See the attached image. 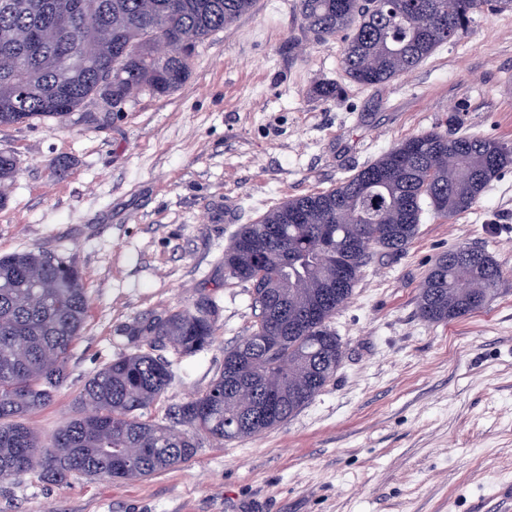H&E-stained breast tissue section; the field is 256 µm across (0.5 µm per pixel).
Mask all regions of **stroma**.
<instances>
[{
	"label": "stroma",
	"instance_id": "obj_1",
	"mask_svg": "<svg viewBox=\"0 0 512 512\" xmlns=\"http://www.w3.org/2000/svg\"><path fill=\"white\" fill-rule=\"evenodd\" d=\"M299 0H256L199 47L191 76L122 112L0 126L21 171L0 207V254L40 247L74 261L91 301L55 402L27 422L52 435L84 381L122 351L123 325L203 294L213 343L175 366L151 418L204 391L248 332L247 283L224 249L281 202L330 190L463 108L465 133L512 143V10L477 16L388 85L346 78L341 37L310 41ZM337 84L336 97L318 89ZM467 244L503 277L485 308L424 321L429 267ZM345 358L284 424L146 480L36 474L0 482V512H512V166L469 210L424 213L406 250L374 252L331 320Z\"/></svg>",
	"mask_w": 512,
	"mask_h": 512
}]
</instances>
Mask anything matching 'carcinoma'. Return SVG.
<instances>
[{
	"label": "carcinoma",
	"mask_w": 512,
	"mask_h": 512,
	"mask_svg": "<svg viewBox=\"0 0 512 512\" xmlns=\"http://www.w3.org/2000/svg\"><path fill=\"white\" fill-rule=\"evenodd\" d=\"M63 0H0V126L34 119L64 121L112 88L108 112L136 97L168 95L189 79L199 45L251 11L255 0H77L99 25L80 32ZM316 43L345 32L343 70L370 87L415 69L439 46L466 35L475 16L512 9V0H299ZM180 38L164 56L153 38ZM40 50H29L31 36ZM86 65L63 66L71 42ZM448 128L404 139L335 188L288 199L239 228L224 249V270L250 285L255 316L247 335L224 352V366L205 391L161 420L146 412L165 393L174 361L142 350L169 346L178 358L209 347L219 308L208 295L123 330L125 351L84 382L74 414L45 440L25 417L54 402L69 377L70 350L84 329L89 295L83 273L51 251L0 256V482L36 472L43 482L72 475L134 481L190 463L199 438L216 444L258 436L288 420L336 375L344 348L331 319L352 296L376 249L402 251L416 237L424 208L440 216L470 209L512 165V146L456 135ZM19 172L0 152V206ZM334 234L335 250L322 241ZM502 269L485 250L462 245L439 256L426 274L418 308L428 322H451L485 307ZM254 384L238 394L236 366ZM278 409L260 417L268 394ZM124 448L138 456L118 462Z\"/></svg>",
	"instance_id": "1"
}]
</instances>
